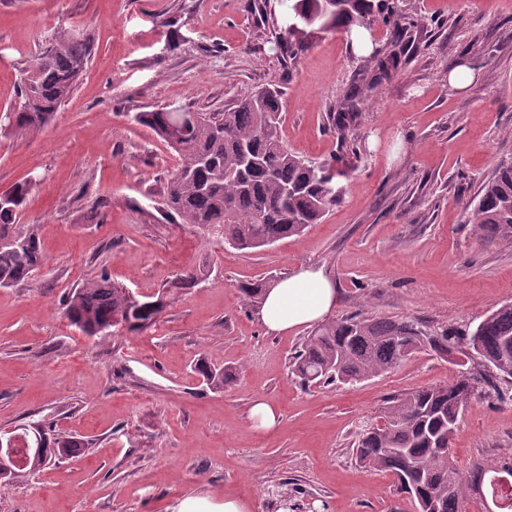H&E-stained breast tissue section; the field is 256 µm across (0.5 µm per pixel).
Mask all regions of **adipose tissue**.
I'll return each instance as SVG.
<instances>
[{
	"mask_svg": "<svg viewBox=\"0 0 512 512\" xmlns=\"http://www.w3.org/2000/svg\"><path fill=\"white\" fill-rule=\"evenodd\" d=\"M336 299L333 280L321 266L308 265L266 289L258 316L266 334L279 336L323 322Z\"/></svg>",
	"mask_w": 512,
	"mask_h": 512,
	"instance_id": "1",
	"label": "adipose tissue"
}]
</instances>
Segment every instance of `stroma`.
Instances as JSON below:
<instances>
[{
  "label": "stroma",
  "instance_id": "stroma-1",
  "mask_svg": "<svg viewBox=\"0 0 512 512\" xmlns=\"http://www.w3.org/2000/svg\"><path fill=\"white\" fill-rule=\"evenodd\" d=\"M397 5L420 28L402 68L358 104L355 156L328 114L364 60L343 32L282 60L280 0H0V110L56 37L93 38L53 121L0 137V191L32 181L20 221L38 225L43 253L27 283L0 288V434L39 420L89 447L0 490V512H176L228 494L250 512H404L392 476L358 464L357 435L388 397L452 382L455 358L420 352L354 385H305L291 363L310 328L265 335L238 291L317 264L336 283V320L461 329L512 302V244L485 242L469 220L480 182L512 163V0ZM462 59L479 76L458 91L448 73ZM265 87L282 94L288 148L343 170L342 201L301 236L236 250L165 212L178 157L132 116L220 112ZM191 269L201 283L167 295ZM103 272L164 298L156 326L100 338L69 325L63 299ZM202 359L234 380L210 391ZM259 397L281 415L268 432L248 419ZM451 454L463 470L512 456V402L473 398Z\"/></svg>",
  "mask_w": 512,
  "mask_h": 512
}]
</instances>
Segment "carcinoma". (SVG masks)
I'll return each mask as SVG.
<instances>
[{
	"label": "carcinoma",
	"instance_id": "carcinoma-1",
	"mask_svg": "<svg viewBox=\"0 0 512 512\" xmlns=\"http://www.w3.org/2000/svg\"><path fill=\"white\" fill-rule=\"evenodd\" d=\"M295 28L276 36L272 50L296 59L323 32L368 29L377 20L392 28L391 41L375 50L343 94L329 120L343 137L357 124L353 102L382 86L405 62L417 26L405 20L391 0H288ZM92 52L85 32L64 34L30 67L20 86L18 108L0 113V136L41 131L79 82ZM282 100L278 91L244 93L222 112L166 108L137 112L133 120L149 129L178 155L169 176L164 209L182 223L215 231L235 249L260 248L302 235L339 204L336 178L342 172L330 163H312L290 151L282 137ZM30 192L19 184L0 194V287L28 280L42 263L35 224L16 223ZM473 224L489 243L512 241V164L499 167L475 197ZM241 300L254 306L263 293L258 283L240 286ZM69 324L88 337H105L120 327L139 332L155 324L163 300L141 301L127 288L100 274L67 296ZM431 350L450 356L477 353L479 366L512 379V303L503 304L474 326L453 332L413 320L362 316L317 326L294 357L292 372L304 383L358 382L379 376L407 356ZM196 371L205 385L224 390L231 374L201 361ZM474 396L472 378L462 375L445 385L424 387L385 401L380 423L365 430L356 457L365 468L390 473L395 493L413 494L416 512H512V458L477 462L464 473L455 465L450 444L459 420ZM40 459L76 457L88 443L72 436L43 432ZM481 486L484 497L471 495Z\"/></svg>",
	"mask_w": 512,
	"mask_h": 512
}]
</instances>
